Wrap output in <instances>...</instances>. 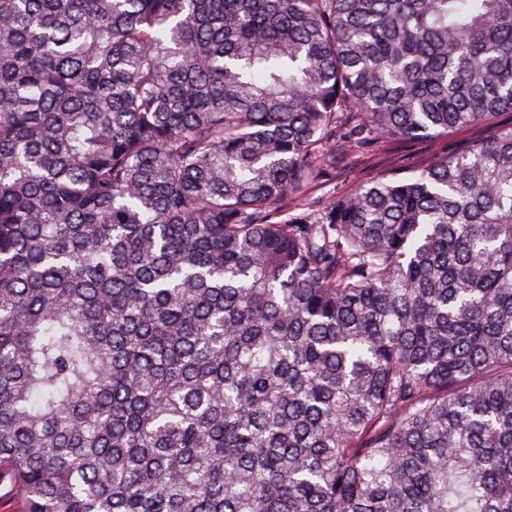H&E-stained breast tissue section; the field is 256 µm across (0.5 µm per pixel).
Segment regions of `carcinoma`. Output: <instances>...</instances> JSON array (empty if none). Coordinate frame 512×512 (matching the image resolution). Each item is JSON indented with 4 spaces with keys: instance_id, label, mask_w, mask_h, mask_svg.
Listing matches in <instances>:
<instances>
[{
    "instance_id": "obj_1",
    "label": "carcinoma",
    "mask_w": 512,
    "mask_h": 512,
    "mask_svg": "<svg viewBox=\"0 0 512 512\" xmlns=\"http://www.w3.org/2000/svg\"><path fill=\"white\" fill-rule=\"evenodd\" d=\"M502 112L512 0H0L23 512H512V126L285 205ZM511 124L512 112H502L492 126L463 128L448 132V136L427 137L415 142L384 139L349 144L336 157V173L331 181L312 185L301 195L288 199V204L293 206L304 200H325L333 194L341 195L383 173L399 170L409 175L440 155L467 152L476 143Z\"/></svg>"
}]
</instances>
